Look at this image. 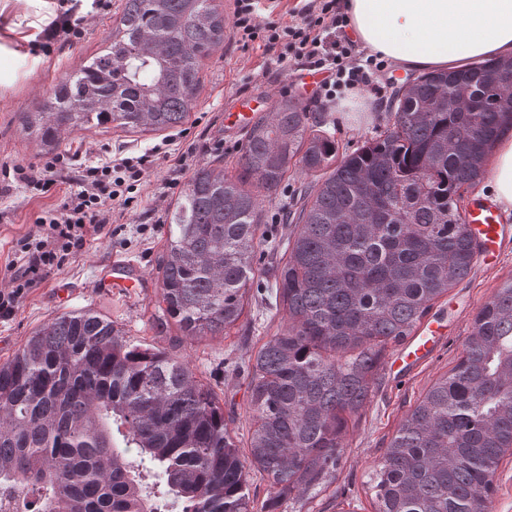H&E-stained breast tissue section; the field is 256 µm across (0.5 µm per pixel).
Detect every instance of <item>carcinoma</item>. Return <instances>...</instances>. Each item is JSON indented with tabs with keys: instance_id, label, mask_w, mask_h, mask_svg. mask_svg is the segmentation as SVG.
Masks as SVG:
<instances>
[{
	"instance_id": "carcinoma-1",
	"label": "carcinoma",
	"mask_w": 512,
	"mask_h": 512,
	"mask_svg": "<svg viewBox=\"0 0 512 512\" xmlns=\"http://www.w3.org/2000/svg\"><path fill=\"white\" fill-rule=\"evenodd\" d=\"M224 43L214 0H125L112 41L34 112L48 149L64 131L157 132L186 123L199 68ZM488 58L393 93L385 128L352 152L293 97L250 126L239 175L199 166L169 216L158 332L222 333L243 314L262 247L255 180L273 195L316 173L293 218L275 299L288 327L246 367L248 456L184 357L145 346L90 310L61 314L0 363V512H251L249 470L276 512L326 482L345 412L368 398L381 347L414 334L466 278L479 243L461 189L512 130V89ZM512 454V278L479 311L463 356L406 415L369 475L375 512H489Z\"/></svg>"
}]
</instances>
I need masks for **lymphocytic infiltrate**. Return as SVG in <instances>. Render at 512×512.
I'll use <instances>...</instances> for the list:
<instances>
[{
	"label": "lymphocytic infiltrate",
	"mask_w": 512,
	"mask_h": 512,
	"mask_svg": "<svg viewBox=\"0 0 512 512\" xmlns=\"http://www.w3.org/2000/svg\"><path fill=\"white\" fill-rule=\"evenodd\" d=\"M312 13L291 22L261 21L255 0H235L233 28L239 43L261 42L272 49L286 42L295 59L315 71L326 72L316 98L331 104L348 93L370 85L385 63L375 55L355 52L342 42L338 32L346 21L336 0H314ZM148 156L122 158L79 170L69 180L70 189L61 202L42 210L35 220L36 231L20 239L9 264L10 283L0 289V318L12 315L17 300L55 270L78 255L88 240L111 235L114 209L132 208L127 182H139Z\"/></svg>",
	"instance_id": "1"
}]
</instances>
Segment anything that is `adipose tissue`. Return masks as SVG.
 Instances as JSON below:
<instances>
[{
  "label": "adipose tissue",
  "instance_id": "1",
  "mask_svg": "<svg viewBox=\"0 0 512 512\" xmlns=\"http://www.w3.org/2000/svg\"><path fill=\"white\" fill-rule=\"evenodd\" d=\"M91 8L92 0H0V89L18 82L10 60L50 21ZM346 12L365 46L413 70L459 69L477 58L512 55V0H347ZM489 191L512 210V139L492 149Z\"/></svg>",
  "mask_w": 512,
  "mask_h": 512
}]
</instances>
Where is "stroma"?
<instances>
[{
  "mask_svg": "<svg viewBox=\"0 0 512 512\" xmlns=\"http://www.w3.org/2000/svg\"><path fill=\"white\" fill-rule=\"evenodd\" d=\"M125 0H111L107 11L87 18L81 38L64 44L36 64L14 61L26 78L0 96V288L8 284V263L18 239L33 231L41 209L59 204L60 195L41 194L16 182L8 166H41L49 154L36 135L24 130L21 113L36 108L66 71L103 48L104 39L118 22ZM285 45L264 51L242 47L234 36L205 59L199 72L200 87L188 121L164 132L128 133L116 128H92L62 133L57 154L69 168L98 166L115 157L149 155L152 163L138 182L133 209L112 215V233L88 243L58 271L18 299L12 317L0 319V363L7 360L39 326L61 313L93 309L136 340L161 349H176L190 363L197 380L210 387L224 408V421L239 441H246L252 412L245 367L262 344L288 324L283 307L270 303L267 290L274 282L277 262L294 227L282 219V211L306 182L305 174L292 171L272 201L264 202L260 231L264 253L245 299V312L229 332L191 337L171 327L168 335H154L152 317L160 296L159 260L165 250L169 224L181 191L168 188L170 178L187 182L193 171L207 162H218L224 175L236 178L237 161L245 132L232 129L233 101L248 97L258 114L272 111L274 99L289 95L299 100L321 129L334 135L349 151L374 136L383 126L394 83L410 79V71L395 63L377 74L381 94L366 92L350 98L346 107H322L315 99L309 69L297 61L279 65L287 55ZM127 264L137 285L132 289L104 288L100 282L114 261ZM512 278V247L491 266L473 267L464 280L439 298L430 311L445 318L448 333L432 357L409 375L397 376L394 360L403 347L389 344L370 395L358 412L347 415L342 458L329 484L296 495L278 512H374L375 492L368 475L380 462L396 430L426 390L450 372L471 336L474 318L501 283Z\"/></svg>",
  "mask_w": 512,
  "mask_h": 512,
  "instance_id": "35a3bbf8",
  "label": "stroma"
}]
</instances>
